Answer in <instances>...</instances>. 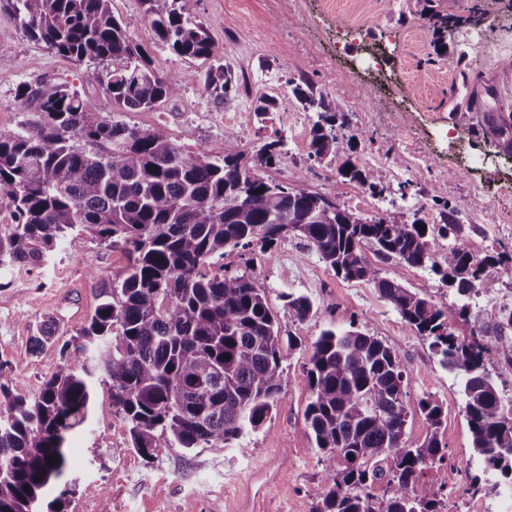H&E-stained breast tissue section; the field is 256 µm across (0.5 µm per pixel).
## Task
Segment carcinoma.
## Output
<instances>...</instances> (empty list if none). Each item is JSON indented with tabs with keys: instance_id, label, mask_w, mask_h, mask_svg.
Instances as JSON below:
<instances>
[{
	"instance_id": "cac0c4a2",
	"label": "carcinoma",
	"mask_w": 512,
	"mask_h": 512,
	"mask_svg": "<svg viewBox=\"0 0 512 512\" xmlns=\"http://www.w3.org/2000/svg\"><path fill=\"white\" fill-rule=\"evenodd\" d=\"M162 46L210 63L204 87L230 100L232 79L216 58L207 29L185 15L183 0H143ZM30 39L78 62L108 66L112 111L151 110L177 94L178 83L150 68L111 11L110 0H0ZM292 94L318 112L310 155H350L359 131L323 93L295 86ZM28 118L0 131V211L14 217L0 234V266L49 260L66 235L85 233L128 256L122 276L100 293L88 325L61 347L63 363L28 400L12 394L0 369V512H64L46 496L69 470L67 435L88 414L93 381L110 385L112 407L129 426L132 448L153 458L166 448H222L257 429L281 398V326L255 272L224 270L227 250L261 249L293 236L336 275L365 281L462 376L472 448L488 470L512 481V404L502 403L485 367L481 336L461 339L445 312L402 283L381 276L361 245L410 267L431 260L429 232L419 222L364 220L327 197L272 182L262 170L286 155L282 139L249 157L234 142L224 154L191 150L160 128L131 127L97 112L64 83L17 90ZM342 179L373 194L405 196L348 159ZM438 232L455 235L443 264L432 263L460 296L486 287L495 263L469 251L455 206L443 204ZM298 320L312 310L287 295ZM305 376V419L322 451L327 491L315 512H436L425 496L428 468L445 460L442 405L419 402L430 431L421 444L406 437V371L400 354L360 331L325 329L313 343ZM56 458L50 466L47 459Z\"/></svg>"
}]
</instances>
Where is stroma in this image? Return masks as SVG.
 <instances>
[{
	"mask_svg": "<svg viewBox=\"0 0 512 512\" xmlns=\"http://www.w3.org/2000/svg\"><path fill=\"white\" fill-rule=\"evenodd\" d=\"M111 10L132 40L148 53L151 67L176 80L179 94L151 110L117 114L136 127L164 128L189 148L220 155L237 142L255 155L269 139L282 138L287 155L263 175L270 181L336 199L353 213L395 223H439L443 202L458 210L465 239L480 257H497L495 290L457 295L430 266L408 267L367 245L363 254L384 276L442 307L456 336L484 326L501 291H512V195L498 177L512 169V148L496 145L490 117L512 114V0H186V12L201 22L238 80L223 103L204 89L205 63L162 47L141 0H111ZM454 20L445 39L427 22L430 12ZM353 29L348 42L339 30ZM385 53V72L368 75L367 53ZM101 63L75 62L35 42L0 17V130L25 120L20 85L68 83L91 111L113 114ZM305 79L328 95L350 119V132L365 131L353 161L381 184L412 181L406 197L382 199L355 181L337 183L339 156H308L314 112L287 90ZM273 98L269 117L255 111L259 96ZM398 143L400 157L386 154ZM128 264L122 248L100 245L73 232L42 266L0 267L8 304L0 305V366L13 394L34 398L59 365L60 346L94 315L103 283ZM254 265L284 333L296 341L283 351L282 395L260 427L223 448H168L144 458L132 447L129 426L112 406L111 390L94 381L86 421L68 437L71 468L59 483L65 512H238L252 475L271 468L275 481L260 494L254 512H312L327 488L321 452L305 419L310 392L304 384L313 343L323 329L358 330L401 353L407 372L406 434L424 439L429 425L419 410L425 398L443 405L440 433L448 459L428 470L431 484L481 475L474 457L459 375L442 367L429 345L373 285L337 277L319 255L289 238L275 246L234 250L226 270ZM307 296L305 320L289 313L284 297ZM56 319L53 341L32 349L36 328Z\"/></svg>",
	"mask_w": 512,
	"mask_h": 512,
	"instance_id": "obj_1",
	"label": "stroma"
}]
</instances>
